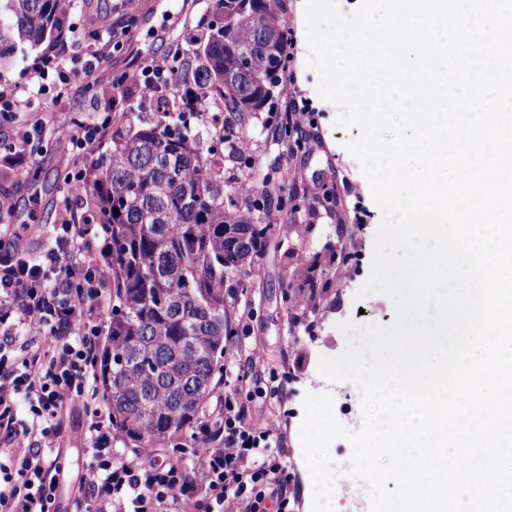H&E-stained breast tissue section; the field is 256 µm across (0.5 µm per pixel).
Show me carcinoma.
<instances>
[{
    "label": "carcinoma",
    "mask_w": 512,
    "mask_h": 512,
    "mask_svg": "<svg viewBox=\"0 0 512 512\" xmlns=\"http://www.w3.org/2000/svg\"><path fill=\"white\" fill-rule=\"evenodd\" d=\"M71 0H0V69L33 51L65 55ZM182 67L227 112H257L279 87L286 37L271 0H215L207 26L183 32ZM156 116L124 115L107 151L87 165L83 204L112 261V305L98 378L112 441L177 447L204 408L224 358V282L251 270L269 224L243 214L224 183V155L190 128L188 94L163 87Z\"/></svg>",
    "instance_id": "obj_1"
}]
</instances>
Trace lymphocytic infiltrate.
Masks as SVG:
<instances>
[{"mask_svg":"<svg viewBox=\"0 0 512 512\" xmlns=\"http://www.w3.org/2000/svg\"><path fill=\"white\" fill-rule=\"evenodd\" d=\"M188 78L169 58L151 59L128 83L143 97ZM282 103L267 109L268 128L297 132L315 125L313 108L293 70L283 69ZM12 142L0 150V170L24 185L39 161L37 141L67 142L72 163L63 182L60 222L50 242L33 249L37 224L0 231V512H56L60 457L72 418L84 410L90 446L74 512H286L292 475L274 449L286 436L274 421L256 423L265 389L254 367L264 361L252 347L246 362L228 358L223 382L232 393L202 414L173 453L138 448L123 457L112 448V425L94 407L95 384L108 297L109 270L92 257L95 225L75 204L86 187L85 157L112 126L111 115L59 123L46 107L0 91V126Z\"/></svg>","mask_w":512,"mask_h":512,"instance_id":"f902f5d3","label":"lymphocytic infiltrate"}]
</instances>
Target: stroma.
Returning a JSON list of instances; mask_svg holds the SVG:
<instances>
[{
  "label": "stroma",
  "instance_id": "1",
  "mask_svg": "<svg viewBox=\"0 0 512 512\" xmlns=\"http://www.w3.org/2000/svg\"><path fill=\"white\" fill-rule=\"evenodd\" d=\"M87 0H74L70 22L73 35L65 56L50 63L34 55L16 56L12 65L0 71V90L24 92L38 82L39 71L55 73L57 67H77L78 57L101 53L103 66L110 74L129 71L134 55L128 48H112L105 38L91 40L96 25L87 16ZM294 17L296 31L293 65L301 88L313 99L317 109V127L306 140L290 135L288 140L273 139L263 126L264 113L246 114V134L253 143V158L225 160V178L247 177L252 173L273 178L285 185L287 206L272 226L261 259L248 273L229 274L225 286L235 300L247 301L254 313L246 344H258L264 352L265 372L283 376L282 395L261 400L258 422L275 420L287 428V437L279 454L294 478L295 499L288 512H312L313 484L306 467L300 441L306 394L330 392L333 413L348 431H358L361 393L348 381L327 383L318 372L320 356L342 352L345 338L338 323L352 320L361 324H390L393 308L381 295L355 301L354 295L369 275L375 248V232L381 211L375 204L370 185L355 158L345 149L350 131L336 126L340 109L318 98L317 75L308 67L305 36L304 0H284ZM175 19L158 24L149 46L158 58L178 49L179 35L186 29L209 21L213 0H176ZM49 108L59 121L85 119L90 112H140L151 115L149 103L138 96L116 93L113 98L88 102L74 90L50 89L46 95ZM70 160L69 152L52 140L43 143L39 164L45 176L39 185V207L30 212V191L16 189L11 178L0 171V198L8 199L11 223L25 224L29 219L49 226L59 223V201L63 177ZM356 184L358 195H350L348 184ZM317 199L316 213H309L307 202ZM321 292L315 309L302 311L297 301L307 293L310 283Z\"/></svg>",
  "mask_w": 512,
  "mask_h": 512
}]
</instances>
